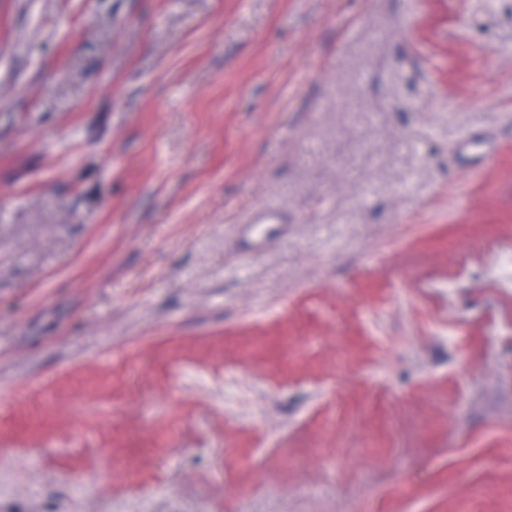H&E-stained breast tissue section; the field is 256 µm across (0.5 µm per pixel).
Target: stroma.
I'll return each mask as SVG.
<instances>
[{
  "label": "stroma",
  "instance_id": "1",
  "mask_svg": "<svg viewBox=\"0 0 512 512\" xmlns=\"http://www.w3.org/2000/svg\"><path fill=\"white\" fill-rule=\"evenodd\" d=\"M0 512H512V0H0Z\"/></svg>",
  "mask_w": 512,
  "mask_h": 512
}]
</instances>
